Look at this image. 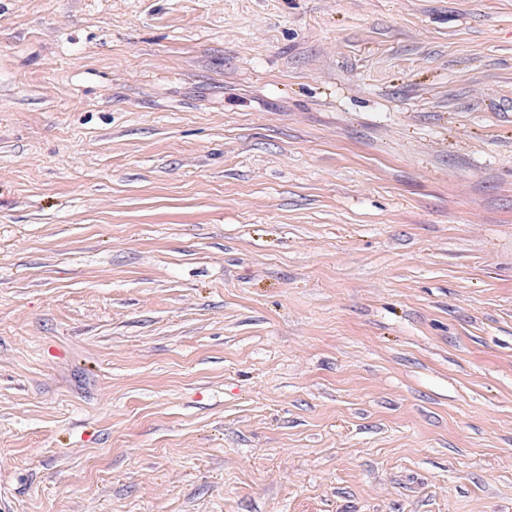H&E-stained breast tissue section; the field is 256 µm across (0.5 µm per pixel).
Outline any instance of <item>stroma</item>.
<instances>
[{
	"instance_id": "stroma-1",
	"label": "stroma",
	"mask_w": 512,
	"mask_h": 512,
	"mask_svg": "<svg viewBox=\"0 0 512 512\" xmlns=\"http://www.w3.org/2000/svg\"><path fill=\"white\" fill-rule=\"evenodd\" d=\"M0 512H512V0H0Z\"/></svg>"
}]
</instances>
